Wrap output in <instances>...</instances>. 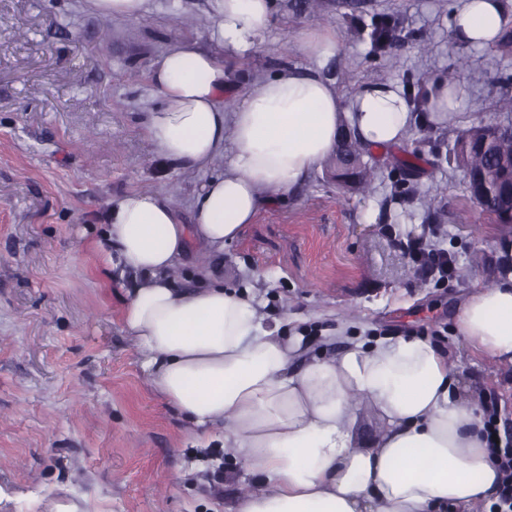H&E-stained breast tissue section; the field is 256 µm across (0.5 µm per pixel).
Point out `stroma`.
Returning a JSON list of instances; mask_svg holds the SVG:
<instances>
[{"mask_svg":"<svg viewBox=\"0 0 512 512\" xmlns=\"http://www.w3.org/2000/svg\"><path fill=\"white\" fill-rule=\"evenodd\" d=\"M295 3L275 0L258 49L225 57L240 84L285 66L329 78L345 100L392 84L414 120L400 145L366 151L378 171L370 191L341 189L322 169L294 202L262 208L224 246L225 285L252 287L268 322L303 332L315 353L341 327L429 338L466 363L476 400L496 395L511 420L512 369L474 360L454 319L512 224L480 213L449 151L470 126L506 115L512 45L455 40L461 0ZM381 16L402 29L385 54L370 38ZM214 25L208 0H151L144 16L109 22L90 0H0V512H224L247 480L231 449L196 441L148 384L123 326L125 293L91 247L109 201L128 192L169 196L189 221L205 176L173 171L141 119L153 61L177 39L209 46ZM314 28L336 34L327 62L298 49ZM454 77L466 88L454 122L422 121L433 82ZM399 158L415 166L407 192ZM410 240L447 251L452 277L424 275L401 249Z\"/></svg>","mask_w":512,"mask_h":512,"instance_id":"35a3bbf8","label":"stroma"}]
</instances>
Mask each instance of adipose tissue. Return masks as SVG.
<instances>
[{"label":"adipose tissue","mask_w":512,"mask_h":512,"mask_svg":"<svg viewBox=\"0 0 512 512\" xmlns=\"http://www.w3.org/2000/svg\"><path fill=\"white\" fill-rule=\"evenodd\" d=\"M216 51L175 41L153 63L156 104L143 118L173 169L208 178L191 223L157 192L112 200L94 241L108 279L134 272L123 312L161 397L204 436L222 434L255 488L229 512H471L496 501L485 416L459 371L428 340L383 337L309 355L301 334L266 323L248 291L227 289L209 261L269 202H289L336 146L340 124L366 147L401 144L411 116L400 92L374 85L343 101L318 76L285 68L240 88L225 55L258 47L272 0H214ZM501 0H464L458 39L494 47ZM203 262L176 276L190 245ZM489 284L459 307L457 331L479 358L512 366V241ZM378 428L365 435L362 420Z\"/></svg>","instance_id":"1"}]
</instances>
